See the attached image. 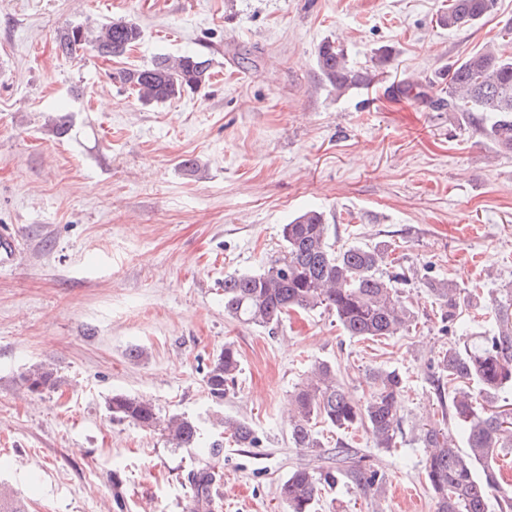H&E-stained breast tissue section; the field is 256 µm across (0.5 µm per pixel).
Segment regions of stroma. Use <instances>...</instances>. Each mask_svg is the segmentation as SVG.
Here are the masks:
<instances>
[{
  "mask_svg": "<svg viewBox=\"0 0 512 512\" xmlns=\"http://www.w3.org/2000/svg\"><path fill=\"white\" fill-rule=\"evenodd\" d=\"M446 0H0V500L22 512H187L190 470L221 474L214 512H284L279 487L299 465H328L344 443L385 476L345 482L316 512H434L413 426L437 414L433 361L477 344L479 321L512 283V153L460 113L393 101L385 86L430 77L492 44L512 53V0L448 30ZM129 19L141 41L119 58H66V23ZM351 66L391 60L367 90L336 94L317 70L324 39ZM203 53L199 93L140 104L110 75L159 55ZM72 129L56 137L59 115ZM193 159L196 172L181 162ZM324 213L336 248L388 242L410 271L402 295L416 329L357 340L321 309L275 332L224 313V277L280 256L282 226ZM476 293L469 333L446 330L424 283ZM240 355L234 389L213 401L204 376L225 343ZM140 357H132V350ZM333 364L356 400L370 371H398L404 441L384 452L365 429L319 427L322 449L293 447L288 398L311 363ZM50 365L57 388L28 393L21 374ZM186 415L197 447L113 420L112 395ZM257 436L241 448L223 419ZM121 479L113 490V479Z\"/></svg>",
  "mask_w": 512,
  "mask_h": 512,
  "instance_id": "1",
  "label": "stroma"
}]
</instances>
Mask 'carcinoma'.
Here are the masks:
<instances>
[{
	"label": "carcinoma",
	"mask_w": 512,
	"mask_h": 512,
	"mask_svg": "<svg viewBox=\"0 0 512 512\" xmlns=\"http://www.w3.org/2000/svg\"><path fill=\"white\" fill-rule=\"evenodd\" d=\"M494 0H450L440 16L442 26L459 29L472 25L492 9ZM142 37L131 20L110 21L92 30L68 24L57 33L62 56L71 58L87 48L102 57H121ZM212 60L198 53L176 57L160 55L151 64L127 68L113 80L131 90L143 104L164 103L185 92H196L209 83ZM316 67L322 79L338 94L374 85L375 71L348 64L344 48L325 40L316 51ZM395 100L421 102L433 112H465L501 152L512 153V55L485 47L425 81L404 78L385 88ZM281 256L261 272L224 277V314L240 323L275 330L295 310L324 309L352 337L388 338L417 326L399 286L406 284L402 268L382 273L388 265L391 245H353L339 251L329 241V225L323 213L308 210L283 226ZM426 287L438 301L442 320L453 332L465 333L461 290L445 280H429ZM495 327L482 342L450 348L439 355L433 378L441 417L417 427V441L425 448V480L434 495L436 512H512V484L494 466L502 449L512 448V410L497 406L499 393L512 386V289L490 311ZM240 371L239 353L231 344L210 365L205 385L215 400L224 399ZM30 392L57 386L52 367L40 364L23 375ZM371 393L364 402L354 400L339 383L336 369L326 361H314L306 379L290 394L288 417L291 443L296 448L322 447L316 426L338 430L369 428L375 447L389 451L402 438L399 396L403 378L395 370L377 369L369 374ZM112 419L128 421L145 430H159L174 448H192L199 439L195 422L184 415L158 416L148 400L115 394L109 401ZM453 420L465 435L466 448L448 442L443 425ZM234 444L252 448L257 442L252 428L239 420L224 422ZM346 448L336 446L338 466L314 470L294 469L280 486L285 512H313L321 494L347 478L363 488L382 483L376 470L347 464ZM190 512H213L212 487L217 473L210 466L191 471Z\"/></svg>",
	"instance_id": "carcinoma-1"
}]
</instances>
